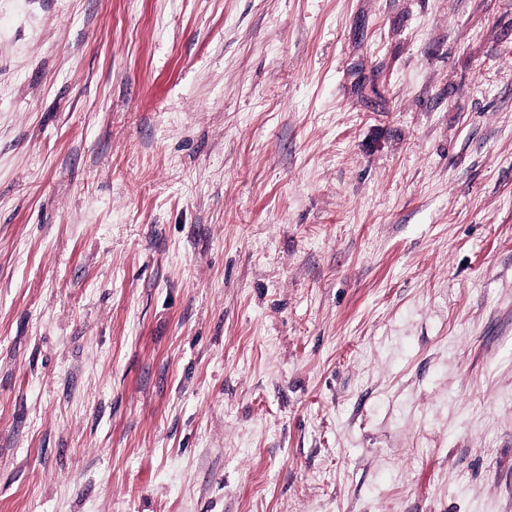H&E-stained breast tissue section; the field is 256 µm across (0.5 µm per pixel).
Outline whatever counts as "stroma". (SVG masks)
I'll list each match as a JSON object with an SVG mask.
<instances>
[{
	"mask_svg": "<svg viewBox=\"0 0 512 512\" xmlns=\"http://www.w3.org/2000/svg\"><path fill=\"white\" fill-rule=\"evenodd\" d=\"M0 512H512V0H0Z\"/></svg>",
	"mask_w": 512,
	"mask_h": 512,
	"instance_id": "stroma-1",
	"label": "stroma"
}]
</instances>
